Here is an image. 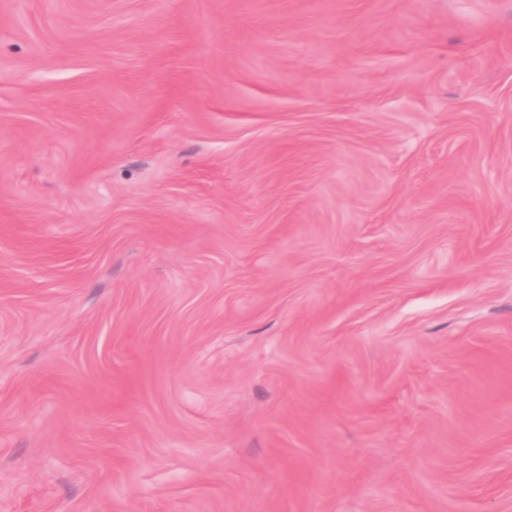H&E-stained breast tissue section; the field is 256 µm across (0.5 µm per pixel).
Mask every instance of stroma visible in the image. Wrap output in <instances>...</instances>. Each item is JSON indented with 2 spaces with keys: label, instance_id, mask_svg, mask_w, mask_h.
<instances>
[{
  "label": "stroma",
  "instance_id": "obj_1",
  "mask_svg": "<svg viewBox=\"0 0 512 512\" xmlns=\"http://www.w3.org/2000/svg\"><path fill=\"white\" fill-rule=\"evenodd\" d=\"M0 512H512V0H0Z\"/></svg>",
  "mask_w": 512,
  "mask_h": 512
}]
</instances>
